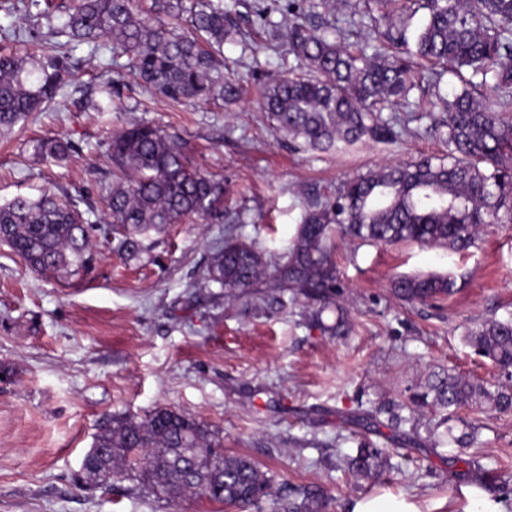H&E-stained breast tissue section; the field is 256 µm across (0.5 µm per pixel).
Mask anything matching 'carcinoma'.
Instances as JSON below:
<instances>
[{
	"label": "carcinoma",
	"instance_id": "obj_1",
	"mask_svg": "<svg viewBox=\"0 0 512 512\" xmlns=\"http://www.w3.org/2000/svg\"><path fill=\"white\" fill-rule=\"evenodd\" d=\"M242 0H69L57 31L66 41L39 54L0 53V131L9 132L33 112H43L73 76V53L105 38L126 64L99 77L101 97L86 99L93 112H116L132 76L150 92L176 103L237 101L242 84L224 75V43L234 40ZM258 5L260 29H281V41L297 71L264 82L262 108L274 129L294 143L321 152L367 139L392 143L406 122L383 116L415 90L438 89L446 74L460 89L435 93L409 120H430L427 130L448 145L443 156L386 165L347 180L332 197L309 199L285 251L272 259L228 235L213 253L205 284L216 285L246 310L286 309L305 302L304 323L328 336H347L351 321L341 300L335 237L383 244L417 242L465 249L486 224L512 223V0H379L367 13L368 37L347 41L330 22L329 0H271ZM277 12L281 22L270 15ZM422 15L416 26L414 18ZM38 154L62 161L68 140L46 138ZM112 183L102 186L108 211L97 229L93 206L80 194L52 189L36 199L15 196L0 203V239L33 272L59 280L80 279L96 249L110 245L130 263L141 260L143 238L169 224L196 218L224 223V182L192 166L182 143L150 125L121 127L109 143ZM86 209H81V204ZM395 294L407 302L451 296L450 274L402 276ZM335 313L333 322L323 314ZM465 340L500 370L512 371V319H483ZM468 407L512 412V384H491L447 369L433 370L407 401L382 403L363 415L381 424L388 415L399 429L428 409L448 414ZM407 410L403 417L400 411ZM446 434L465 450L477 443V427ZM101 460L74 477L79 486L103 488L127 481L131 489L161 498L205 497L261 512H326L329 494L317 483L275 486L274 476L249 458L224 453L220 432L192 415L159 405L143 416L113 415L95 438ZM465 464L471 484L486 487L490 471L474 453ZM381 448H359L343 460L350 477L372 480L384 468Z\"/></svg>",
	"mask_w": 512,
	"mask_h": 512
}]
</instances>
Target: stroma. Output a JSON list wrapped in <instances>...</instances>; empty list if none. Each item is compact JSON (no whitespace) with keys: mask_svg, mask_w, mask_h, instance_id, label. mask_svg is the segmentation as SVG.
Masks as SVG:
<instances>
[{"mask_svg":"<svg viewBox=\"0 0 512 512\" xmlns=\"http://www.w3.org/2000/svg\"><path fill=\"white\" fill-rule=\"evenodd\" d=\"M13 11L0 0V52L22 53L15 33L62 27ZM224 46V65L244 76L238 102L173 104L140 85L125 90L121 113L83 111L79 102L110 61L80 47L76 89L53 109L0 134V202L38 197L61 187L99 204L112 180L107 155L113 128L148 123L179 135L191 161L224 183V221L197 220L150 233L139 263L100 251L83 279L63 282L29 270L0 243V512H239L206 499L163 500L132 493L127 483L87 492L73 474L103 416L144 415L163 404L192 413L221 431L224 450L245 455L295 486L329 488L328 512L350 498L389 492L434 504L461 494L466 481L452 463L457 449L432 447L429 436L405 443L361 426V414L442 366L490 382L503 378L463 340L480 318L512 317V223L484 228L469 248L454 251L414 243L339 241L336 265L353 332L332 339L306 327L301 305L249 317L239 302L204 285L206 264L225 235L281 253L301 220L307 195L335 192L348 178L387 163L445 154L444 141L424 130L393 143L367 141L330 152L299 148L275 133L259 100L261 81L248 75L251 48ZM59 136L75 150L67 161L42 160L37 142ZM443 273L455 295L407 304L392 292L407 274ZM479 425L478 453L496 476L512 482V414L453 416ZM388 448L380 482L348 480L338 465L360 445Z\"/></svg>","mask_w":512,"mask_h":512,"instance_id":"35a3bbf8","label":"stroma"}]
</instances>
